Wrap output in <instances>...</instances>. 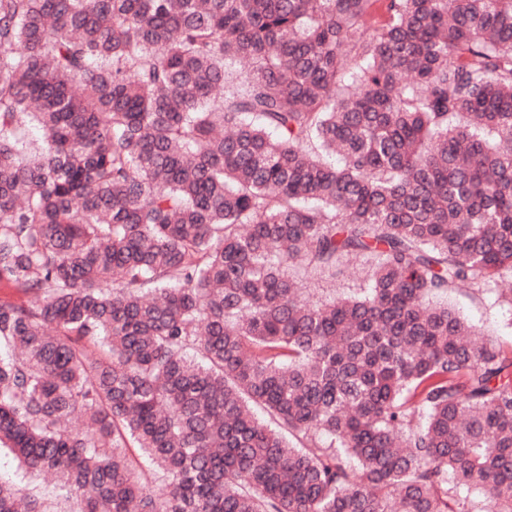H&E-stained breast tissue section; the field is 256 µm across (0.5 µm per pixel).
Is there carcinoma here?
Wrapping results in <instances>:
<instances>
[{
	"instance_id": "1",
	"label": "carcinoma",
	"mask_w": 512,
	"mask_h": 512,
	"mask_svg": "<svg viewBox=\"0 0 512 512\" xmlns=\"http://www.w3.org/2000/svg\"><path fill=\"white\" fill-rule=\"evenodd\" d=\"M511 280L512 0H0V447L79 512H512L441 302ZM365 272L363 265L359 260H353L349 266V273L344 278L331 281L325 278L310 277L303 281L301 288L303 297L310 301H318L328 298L336 293L356 291L360 288Z\"/></svg>"
}]
</instances>
